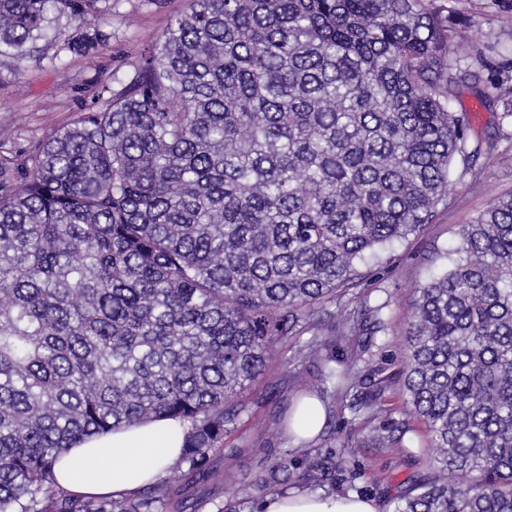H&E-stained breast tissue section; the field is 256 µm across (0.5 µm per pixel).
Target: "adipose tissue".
<instances>
[{"label":"adipose tissue","instance_id":"1","mask_svg":"<svg viewBox=\"0 0 512 512\" xmlns=\"http://www.w3.org/2000/svg\"><path fill=\"white\" fill-rule=\"evenodd\" d=\"M181 421L161 419L96 435L63 453L56 465L58 485L83 495L128 494L163 475L183 446ZM263 512H378L377 503L358 495L271 494Z\"/></svg>","mask_w":512,"mask_h":512}]
</instances>
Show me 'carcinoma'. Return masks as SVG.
<instances>
[{
	"mask_svg": "<svg viewBox=\"0 0 512 512\" xmlns=\"http://www.w3.org/2000/svg\"><path fill=\"white\" fill-rule=\"evenodd\" d=\"M101 2L0 0V55L24 68L60 18L63 49L89 53L107 39ZM456 2L187 0L132 76L0 151V512H259L302 483L336 487V454L304 439L228 496L211 466L275 344L308 333L326 411L349 397L374 447H406L377 362L385 304L343 328L322 311L492 148L452 109L471 22ZM467 59L487 72L473 95L512 119V54L472 44ZM458 236L408 311L402 393L436 474L400 486L396 512H512V194ZM160 418L186 431L157 482L57 485L66 449Z\"/></svg>",
	"mask_w": 512,
	"mask_h": 512,
	"instance_id": "carcinoma-1",
	"label": "carcinoma"
}]
</instances>
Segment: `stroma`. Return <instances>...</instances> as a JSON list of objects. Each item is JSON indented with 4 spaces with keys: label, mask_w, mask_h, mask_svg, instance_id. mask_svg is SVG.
<instances>
[{
    "label": "stroma",
    "mask_w": 512,
    "mask_h": 512,
    "mask_svg": "<svg viewBox=\"0 0 512 512\" xmlns=\"http://www.w3.org/2000/svg\"><path fill=\"white\" fill-rule=\"evenodd\" d=\"M112 22L106 25L108 40L86 55L60 52L71 30L59 24L27 69H18L13 59L0 57V146L27 149L71 123L95 92L113 76L128 77L142 50L155 42L171 20L186 7V0H107ZM463 10L472 15L466 39L472 43H512V14L480 8L477 0H464ZM456 108L471 112L475 134L495 139V150L480 159L473 175L453 177L450 204L420 234L397 243L384 252V267L373 289H357L326 306L327 323L343 327L364 304L386 303L387 330L378 334L386 345L385 372L394 376L406 355V317L417 285L429 281L448 266V251L457 240L461 225L474 221L496 198L512 194V128L497 130L494 115L471 94H463ZM294 342L277 343L265 373L243 393L245 412L237 429L224 437L223 455L213 463L228 478L227 489H238L265 471L272 452L292 447L293 442L278 425L295 404V376H312V364L294 357ZM369 427L352 422L348 409L333 410L326 433L313 442L314 451L326 453L351 447L356 474L344 481L341 494L374 499L379 512H393L398 487L409 478L431 472V451L425 429H417L411 453L384 452L372 448Z\"/></svg>",
    "instance_id": "obj_1"
}]
</instances>
